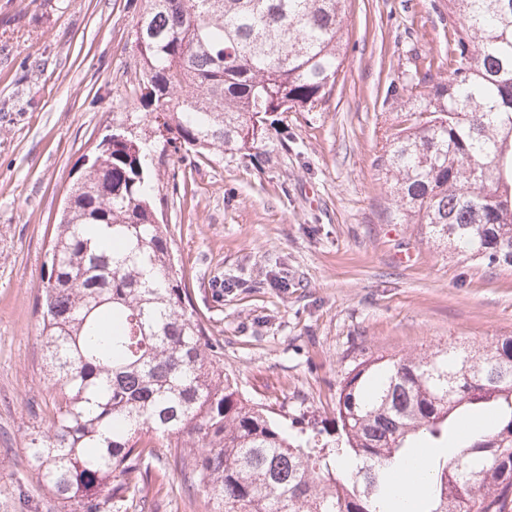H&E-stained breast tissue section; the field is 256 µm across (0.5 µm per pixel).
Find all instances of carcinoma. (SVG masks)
Instances as JSON below:
<instances>
[{
    "instance_id": "cac0c4a2",
    "label": "carcinoma",
    "mask_w": 512,
    "mask_h": 512,
    "mask_svg": "<svg viewBox=\"0 0 512 512\" xmlns=\"http://www.w3.org/2000/svg\"><path fill=\"white\" fill-rule=\"evenodd\" d=\"M144 2L141 99L176 154L261 169L268 143L288 148L286 113L314 111L345 76L348 0ZM448 32L446 65L410 77L412 123L378 157L389 223L512 268V0H450ZM151 165L113 128L55 225L36 300L53 414L27 443L40 488L68 512H145L159 464L208 512H396L400 464L435 448L420 512H512V336L359 362L336 396L332 465L224 375L156 223Z\"/></svg>"
}]
</instances>
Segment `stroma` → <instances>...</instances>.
I'll return each instance as SVG.
<instances>
[{"mask_svg": "<svg viewBox=\"0 0 512 512\" xmlns=\"http://www.w3.org/2000/svg\"><path fill=\"white\" fill-rule=\"evenodd\" d=\"M144 0H0V512H56L26 457L48 425L34 297L47 229L84 157L113 127L146 142L174 254L224 344V372L299 442L359 360L512 336V269L489 268L391 224L377 158L414 101L415 57L444 61L448 0H351L344 84L292 112L288 150L239 157L162 152L140 102L135 24ZM147 512H206L174 470Z\"/></svg>", "mask_w": 512, "mask_h": 512, "instance_id": "1", "label": "stroma"}]
</instances>
